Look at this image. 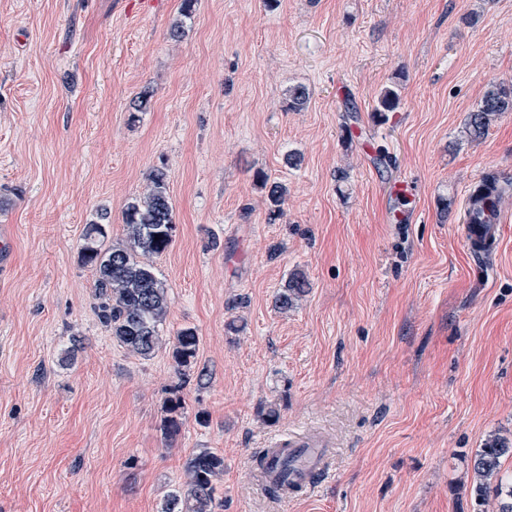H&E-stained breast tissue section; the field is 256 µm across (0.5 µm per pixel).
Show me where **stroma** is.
I'll return each mask as SVG.
<instances>
[{"label": "stroma", "instance_id": "obj_1", "mask_svg": "<svg viewBox=\"0 0 512 512\" xmlns=\"http://www.w3.org/2000/svg\"><path fill=\"white\" fill-rule=\"evenodd\" d=\"M181 6L0 0V512H161L202 450L224 457L216 512H474L476 451L512 441V195L488 253L467 250L463 212L486 173L512 180V112L477 141L463 128L512 81V0ZM156 169L176 230L152 259L168 315L144 358L100 324L80 248L101 211L124 242ZM260 173L288 190L273 223ZM296 273L310 288L280 311ZM184 328L199 348L181 378ZM314 430L334 442L322 481L295 497L256 484L273 437ZM400 104V92L396 85L384 86L377 98V105L374 109L378 120H385L386 112H393ZM199 346V337L194 329L184 328L179 330L175 336L172 349L174 370L178 376L186 374V371L193 368ZM169 415L164 420L163 432L166 437H173L180 433L182 427L183 400L181 396L169 398Z\"/></svg>", "mask_w": 512, "mask_h": 512}]
</instances>
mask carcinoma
<instances>
[{"mask_svg": "<svg viewBox=\"0 0 512 512\" xmlns=\"http://www.w3.org/2000/svg\"><path fill=\"white\" fill-rule=\"evenodd\" d=\"M195 0H183L182 19L174 22L168 35L176 40L184 33V19L190 17ZM288 109L300 111L309 100L307 87L302 84L288 89ZM400 104V92L395 85L384 86L374 109L378 120L386 118ZM506 112H512V85L490 86L477 106L468 114L465 129L469 139L477 141L488 132L492 122ZM485 194L467 206L478 214L493 210L512 190V182L503 181L495 173L483 176ZM261 187L270 202V219L282 213L287 190L279 182L261 179ZM126 242H108L109 216L102 211L97 220L85 225L82 235L81 259L94 272L93 288L98 300L99 321L112 337L130 352L142 357L151 356L162 342V329L168 314L167 289L147 259L166 252L173 242L175 221L173 206L167 191L166 172L156 169L148 175L140 197L128 203L124 212ZM310 284L302 274H295L275 295V308L286 311L297 298L308 292ZM199 337L192 328L179 330L172 349L174 370L182 376L193 368ZM183 400L169 399L168 416L163 432L167 437L180 433ZM512 455L509 442L497 435L488 438L477 452L473 463L474 497L477 505L485 503L495 492V512H512V476L501 473L502 459ZM186 488L167 496L161 512H215L214 480L224 472V456L213 451H201L186 462Z\"/></svg>", "mask_w": 512, "mask_h": 512, "instance_id": "carcinoma-1", "label": "carcinoma"}]
</instances>
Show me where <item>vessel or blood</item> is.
Listing matches in <instances>:
<instances>
[{
    "label": "vessel or blood",
    "instance_id": "1",
    "mask_svg": "<svg viewBox=\"0 0 512 512\" xmlns=\"http://www.w3.org/2000/svg\"><path fill=\"white\" fill-rule=\"evenodd\" d=\"M502 224L500 212L489 215L485 224H465L464 235L471 253H482L486 243L496 240ZM331 438L319 432L289 433L276 437L257 480L264 486L286 484L289 494L308 490L327 471Z\"/></svg>",
    "mask_w": 512,
    "mask_h": 512
}]
</instances>
